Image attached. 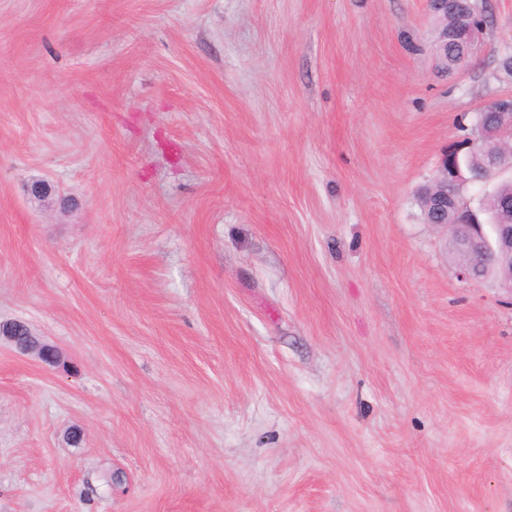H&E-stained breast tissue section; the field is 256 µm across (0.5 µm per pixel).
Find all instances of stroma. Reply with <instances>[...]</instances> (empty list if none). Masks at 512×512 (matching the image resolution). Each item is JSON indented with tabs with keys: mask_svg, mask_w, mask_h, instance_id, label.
I'll list each match as a JSON object with an SVG mask.
<instances>
[{
	"mask_svg": "<svg viewBox=\"0 0 512 512\" xmlns=\"http://www.w3.org/2000/svg\"><path fill=\"white\" fill-rule=\"evenodd\" d=\"M484 2L443 74L426 0H0V320L60 352L0 343V512H512V297L417 202L512 94ZM459 5L472 15L473 21H477L481 25H477L474 22H472L467 26L464 37L465 41L464 43L460 44L459 54L456 57L457 65H459L460 63L464 62L466 59L469 58L475 40L477 39L481 31L484 29L482 25H487L488 22V16L486 15V11L481 10V5H477L476 2H470L469 0H460ZM18 326H26V324L20 321L0 322V340L8 341L14 347L16 352H18L21 355L36 354L37 357L43 362H45L44 355L41 353L40 350L41 348H46V350H50L52 352V354L54 355V360L57 363L58 351L56 350L55 347L51 345L40 342V345L37 346L34 350H23L20 346L14 345V331L15 328Z\"/></svg>",
	"mask_w": 512,
	"mask_h": 512,
	"instance_id": "obj_1",
	"label": "stroma"
}]
</instances>
